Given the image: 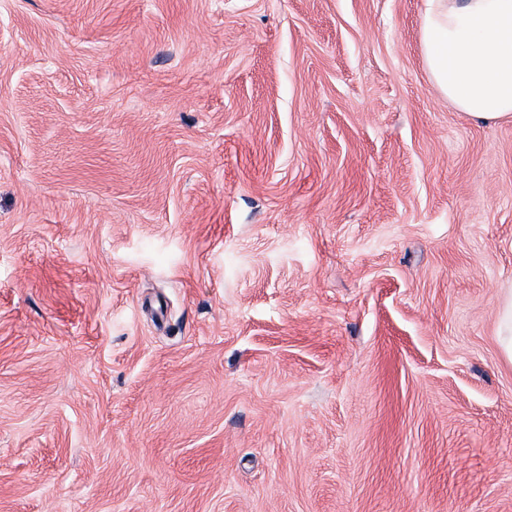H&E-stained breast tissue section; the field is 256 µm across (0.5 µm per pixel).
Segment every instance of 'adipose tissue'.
<instances>
[{
  "instance_id": "adipose-tissue-1",
  "label": "adipose tissue",
  "mask_w": 512,
  "mask_h": 512,
  "mask_svg": "<svg viewBox=\"0 0 512 512\" xmlns=\"http://www.w3.org/2000/svg\"><path fill=\"white\" fill-rule=\"evenodd\" d=\"M421 44L442 97L480 121L512 119V0H425Z\"/></svg>"
}]
</instances>
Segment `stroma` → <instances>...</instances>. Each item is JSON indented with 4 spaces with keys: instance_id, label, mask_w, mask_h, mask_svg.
<instances>
[{
    "instance_id": "35a3bbf8",
    "label": "stroma",
    "mask_w": 512,
    "mask_h": 512,
    "mask_svg": "<svg viewBox=\"0 0 512 512\" xmlns=\"http://www.w3.org/2000/svg\"><path fill=\"white\" fill-rule=\"evenodd\" d=\"M424 0H0V512H512V120ZM499 336H501V345L505 355L512 360V290L503 297Z\"/></svg>"
}]
</instances>
